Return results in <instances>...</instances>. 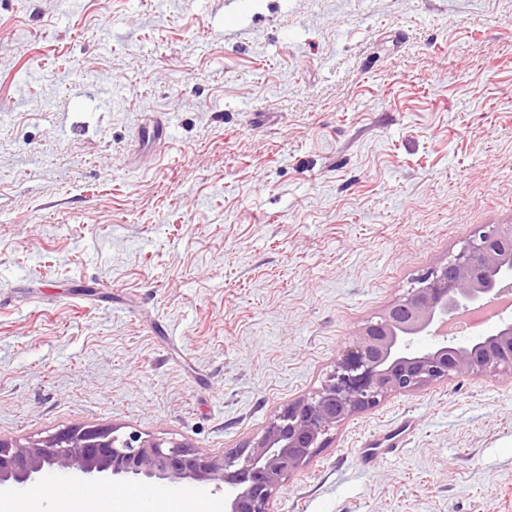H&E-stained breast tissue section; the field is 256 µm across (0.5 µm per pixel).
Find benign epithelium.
I'll list each match as a JSON object with an SVG mask.
<instances>
[{"mask_svg":"<svg viewBox=\"0 0 512 512\" xmlns=\"http://www.w3.org/2000/svg\"><path fill=\"white\" fill-rule=\"evenodd\" d=\"M511 295L512 225H486L359 328L320 386L275 413L259 437L237 450L218 458L113 428L62 431L41 443L0 439V485H25L47 469L74 472L82 483L126 477L149 485L207 482L224 493V512H274L282 480L351 415L450 377L512 376V318L489 336L448 337L455 318ZM422 336L433 343L418 346Z\"/></svg>","mask_w":512,"mask_h":512,"instance_id":"benign-epithelium-1","label":"benign epithelium"}]
</instances>
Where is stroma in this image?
<instances>
[{"label": "stroma", "mask_w": 512, "mask_h": 512, "mask_svg": "<svg viewBox=\"0 0 512 512\" xmlns=\"http://www.w3.org/2000/svg\"><path fill=\"white\" fill-rule=\"evenodd\" d=\"M488 224L512 0H0L1 439L224 455ZM273 508L512 512V376L352 415Z\"/></svg>", "instance_id": "stroma-1"}]
</instances>
